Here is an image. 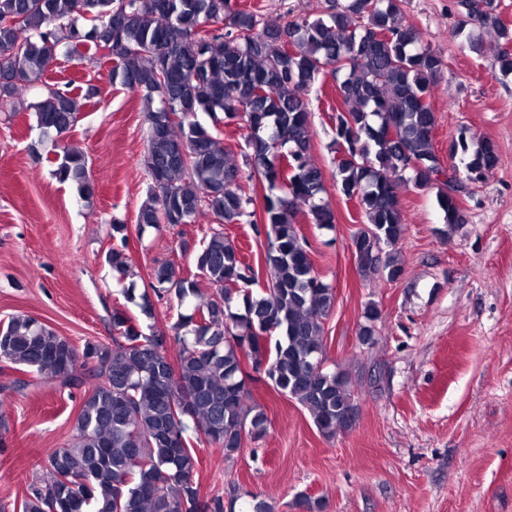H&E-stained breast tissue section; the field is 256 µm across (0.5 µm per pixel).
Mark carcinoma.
I'll list each match as a JSON object with an SVG mask.
<instances>
[{"label": "carcinoma", "instance_id": "1", "mask_svg": "<svg viewBox=\"0 0 512 512\" xmlns=\"http://www.w3.org/2000/svg\"><path fill=\"white\" fill-rule=\"evenodd\" d=\"M403 0H340L315 18L271 25L232 0H0V108L42 79L60 55L97 65L112 62V82L144 104L149 150L143 160L150 193L137 228L193 224L207 215L250 218L266 238L265 281L239 246L211 232L195 250L198 283L171 265L153 268L143 291L123 289L142 316L155 301L192 306L171 326L173 335L145 333L127 310L112 312V343L88 341L83 350L51 326L19 315L0 327V360L68 387L87 386L73 441L41 464L22 512H224V500H201L194 472V432L230 457L244 436L267 433L264 412L247 405L252 375L305 408L327 438L349 429L356 409L349 375L326 366L324 320L334 288L315 271L299 217L331 226L336 212L325 177L310 159L308 96L330 75L345 108L336 110V191L358 203L366 218L352 236L353 255L366 275L397 279L394 252L404 237L396 193L404 174L418 189H438L446 224L464 221L448 192L446 168L470 182L498 163L494 141L460 136L443 164L435 148L436 118L427 103L443 72L442 56L400 22ZM465 24L494 29L503 40L499 72L512 73V27L496 0H460ZM221 29H193L195 23ZM117 49L114 56L100 47ZM189 111L183 112L180 106ZM37 127L60 137L78 122L72 91L49 88L33 104ZM205 112L206 128L195 120ZM244 121L245 164L267 186L261 211L251 209L239 167L220 142L219 124ZM59 180L94 194L85 157L68 147ZM119 279L130 271L126 248L106 256ZM358 339L375 342L378 305L363 313ZM95 362L90 380L78 369ZM185 402L186 414L174 405Z\"/></svg>", "mask_w": 512, "mask_h": 512}]
</instances>
